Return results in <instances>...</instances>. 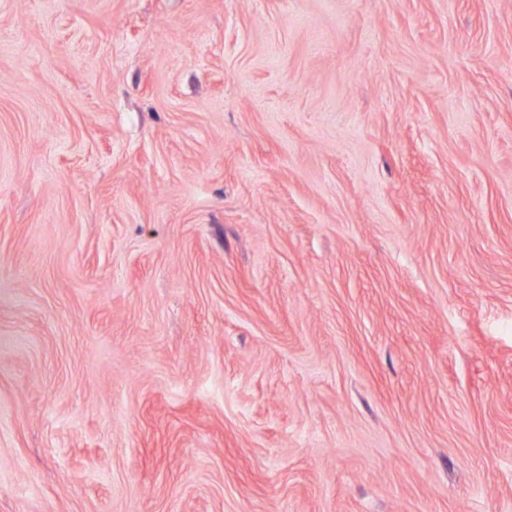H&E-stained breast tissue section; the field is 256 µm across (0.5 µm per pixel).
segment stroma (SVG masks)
<instances>
[{"mask_svg": "<svg viewBox=\"0 0 512 512\" xmlns=\"http://www.w3.org/2000/svg\"><path fill=\"white\" fill-rule=\"evenodd\" d=\"M0 512H512V0H0Z\"/></svg>", "mask_w": 512, "mask_h": 512, "instance_id": "1", "label": "stroma"}]
</instances>
